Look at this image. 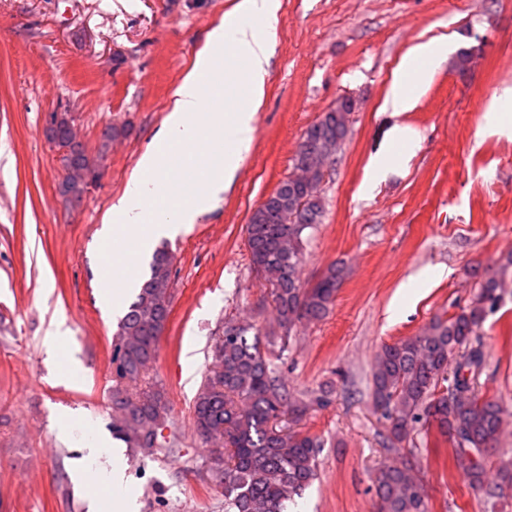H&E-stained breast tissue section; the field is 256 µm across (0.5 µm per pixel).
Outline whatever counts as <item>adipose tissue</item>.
Returning <instances> with one entry per match:
<instances>
[{
  "mask_svg": "<svg viewBox=\"0 0 512 512\" xmlns=\"http://www.w3.org/2000/svg\"><path fill=\"white\" fill-rule=\"evenodd\" d=\"M279 0H236L223 21L205 35L191 67L171 93L168 114L151 144L140 156L124 195L112 206L114 221L104 230V241L126 273L117 286L99 272L104 286L97 294L103 307L120 311L130 290L140 287L141 264L161 239H175L197 219L213 210L231 188L240 160L254 140V119L265 99L266 80L274 55L275 34L261 30L257 21L271 20ZM448 52L447 37L411 46L402 57L384 99L396 113L413 109L416 98L409 86L427 84ZM223 60L224 70L247 90L246 101L228 112L211 108L221 89L206 78L213 61ZM224 145L223 160L209 151L211 143ZM198 173L195 193L184 196L175 180L178 165ZM90 467H75L78 486H101L107 499L91 497L89 512H138L136 498L124 482L123 454L99 438L84 444Z\"/></svg>",
  "mask_w": 512,
  "mask_h": 512,
  "instance_id": "1",
  "label": "adipose tissue"
}]
</instances>
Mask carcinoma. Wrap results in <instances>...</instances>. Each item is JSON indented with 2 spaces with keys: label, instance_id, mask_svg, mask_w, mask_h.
I'll return each instance as SVG.
<instances>
[{
  "label": "carcinoma",
  "instance_id": "1",
  "mask_svg": "<svg viewBox=\"0 0 512 512\" xmlns=\"http://www.w3.org/2000/svg\"><path fill=\"white\" fill-rule=\"evenodd\" d=\"M350 107L343 102L323 113L305 131L293 172L251 215L246 225L251 267L270 285L280 325L323 318L343 278V267L331 265L310 288L303 286L300 265L304 233L321 223L322 176L308 173L310 161L340 148L347 133ZM126 128L109 127L96 155L76 141L73 122L60 114L54 137L60 147L74 146L62 183V194L81 198L102 176L112 142ZM173 257L155 249L150 277L121 318L112 339V406L118 418L113 434L129 448L150 455H174L176 440L153 442L165 425L168 409L163 393L143 384L157 354V342L169 314L168 290ZM502 270L486 275L476 299L447 319L435 318L417 336L385 344L371 368V400L388 422L387 441L395 451L419 428L435 427L454 447L472 488L495 503L512 487V459L491 462L499 442L502 406L479 389L484 355L472 357V336L487 311L501 299ZM246 325H228L216 343V369L206 376L194 404L193 423L213 443L208 480L224 492V512H285L286 502L300 496L318 476L323 442L288 428V417L300 418L316 405L329 403L320 391L304 400L288 392L278 370ZM471 450L482 457L465 461ZM380 512H430L429 500L411 466L381 469L375 481Z\"/></svg>",
  "mask_w": 512,
  "mask_h": 512
}]
</instances>
